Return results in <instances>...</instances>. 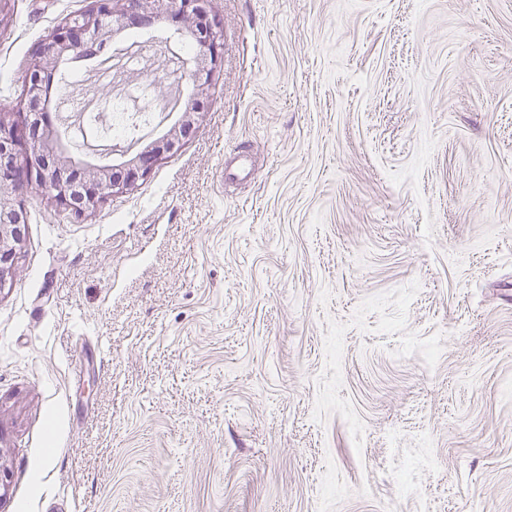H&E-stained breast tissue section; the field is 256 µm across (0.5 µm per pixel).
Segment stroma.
I'll list each match as a JSON object with an SVG mask.
<instances>
[{"label": "stroma", "instance_id": "stroma-1", "mask_svg": "<svg viewBox=\"0 0 512 512\" xmlns=\"http://www.w3.org/2000/svg\"><path fill=\"white\" fill-rule=\"evenodd\" d=\"M88 3L0 0V100ZM209 6L200 131L25 195L0 512H512V0Z\"/></svg>", "mask_w": 512, "mask_h": 512}]
</instances>
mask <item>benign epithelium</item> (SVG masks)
Listing matches in <instances>:
<instances>
[{
    "label": "benign epithelium",
    "instance_id": "benign-epithelium-1",
    "mask_svg": "<svg viewBox=\"0 0 512 512\" xmlns=\"http://www.w3.org/2000/svg\"><path fill=\"white\" fill-rule=\"evenodd\" d=\"M167 20L179 32L188 30L200 47L188 69L193 91L178 123L121 165L77 167L50 145L44 127L46 80L60 61L91 45L110 42L112 28L151 26ZM222 25L212 16L208 0H90L83 12L67 18L45 42L32 51L24 76L23 95L15 107L0 109V289L16 269L24 240L27 211L23 190L45 186L51 198L76 217L91 216L109 197L131 192L166 155L178 150L200 130L205 103L223 65ZM26 113L31 144L42 148L22 152V136L11 120Z\"/></svg>",
    "mask_w": 512,
    "mask_h": 512
}]
</instances>
